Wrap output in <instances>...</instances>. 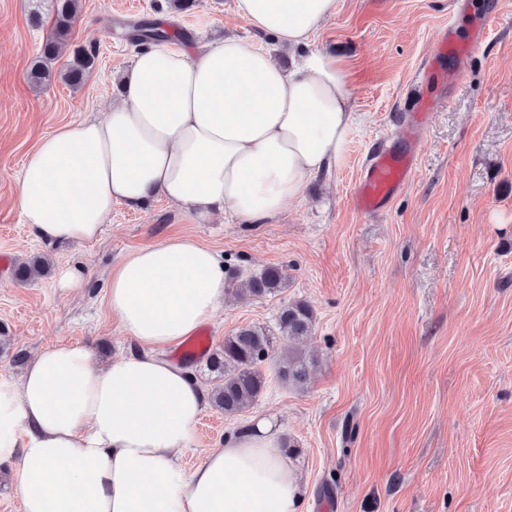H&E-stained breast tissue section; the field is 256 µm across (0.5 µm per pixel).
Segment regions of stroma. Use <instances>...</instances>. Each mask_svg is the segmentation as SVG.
<instances>
[{
	"label": "stroma",
	"mask_w": 512,
	"mask_h": 512,
	"mask_svg": "<svg viewBox=\"0 0 512 512\" xmlns=\"http://www.w3.org/2000/svg\"><path fill=\"white\" fill-rule=\"evenodd\" d=\"M500 17L487 21L491 2ZM81 0L63 51L95 50L82 87L36 86L30 69L52 20H30V0H0V255L10 267L45 256V276L0 278V376L19 381L24 363L56 344L87 346L107 361L136 347L106 297L112 267L139 247L186 235L223 259L229 295L209 320L213 343L244 325L275 328L283 304L307 302L310 335L295 343L314 359L300 388L269 383L236 416L206 407L184 473L251 421L274 418L288 446L302 512H512V0H337L316 48L352 65L349 94L359 121L330 175L309 183L269 224L228 214L199 216L158 198L112 208L100 239L50 247L16 204L27 155L57 127L104 116L120 92L137 43L128 23L171 16L188 41L233 35L271 49L290 67L294 51L236 17L234 0ZM488 24L448 101L423 133L418 170L375 216L351 196L373 151L399 132L407 90L443 25L465 41ZM79 265L81 288L57 273ZM269 267L286 288L257 298L240 282Z\"/></svg>",
	"instance_id": "1"
}]
</instances>
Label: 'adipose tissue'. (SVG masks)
<instances>
[{"label":"adipose tissue","instance_id":"adipose-tissue-1","mask_svg":"<svg viewBox=\"0 0 512 512\" xmlns=\"http://www.w3.org/2000/svg\"><path fill=\"white\" fill-rule=\"evenodd\" d=\"M234 11L302 48L296 66L235 38L141 49L107 119L64 125L27 156L17 205L41 242L97 240L114 205L158 196L267 224L331 168L355 120L346 59L313 45L336 0H235ZM226 298L213 249L165 238L123 259L107 284L138 351L101 363L55 345L20 382L0 378V465L17 469L23 512H300L270 419L226 438L191 473L178 464L208 396L163 352Z\"/></svg>","mask_w":512,"mask_h":512}]
</instances>
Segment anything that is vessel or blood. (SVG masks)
Masks as SVG:
<instances>
[{
  "instance_id": "b4317fda",
  "label": "vessel or blood",
  "mask_w": 512,
  "mask_h": 512,
  "mask_svg": "<svg viewBox=\"0 0 512 512\" xmlns=\"http://www.w3.org/2000/svg\"><path fill=\"white\" fill-rule=\"evenodd\" d=\"M486 35L485 28L474 31L469 43H461L451 28H444L440 41L428 52L423 67L417 72L411 88L408 106L395 145L385 147L364 167L353 194V203L361 213L373 215L385 210L391 200L415 176L422 143V131L429 116L446 96L429 97L424 83L430 76L442 84L452 85L458 79L475 44Z\"/></svg>"
}]
</instances>
